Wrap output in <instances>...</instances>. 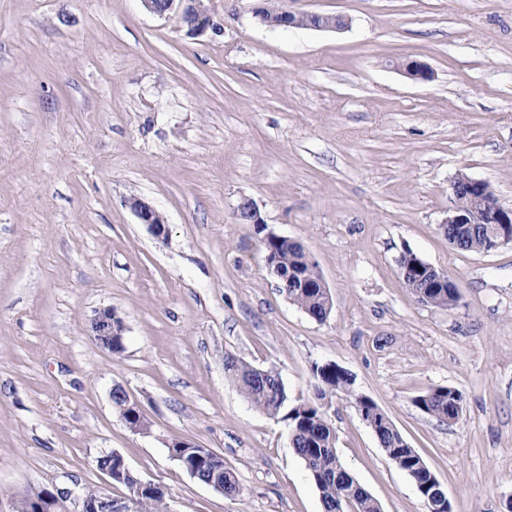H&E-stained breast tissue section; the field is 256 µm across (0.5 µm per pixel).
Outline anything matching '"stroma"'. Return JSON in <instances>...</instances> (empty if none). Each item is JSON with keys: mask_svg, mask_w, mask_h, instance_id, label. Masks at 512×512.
Returning <instances> with one entry per match:
<instances>
[{"mask_svg": "<svg viewBox=\"0 0 512 512\" xmlns=\"http://www.w3.org/2000/svg\"><path fill=\"white\" fill-rule=\"evenodd\" d=\"M255 2L205 0L219 30L193 36L140 0H0V495L102 488L95 459L115 451L174 512H323L285 422L226 378L231 354L293 403L313 364L346 368L453 512H507L512 245L457 250L440 223L461 172L512 207V0H286L348 19L336 32L262 26ZM245 199L315 262L325 322L279 292ZM407 250L448 272L456 307L415 298ZM102 307L125 323L121 354L89 332ZM117 386L144 431L116 414ZM438 386L463 394L458 422L414 406ZM330 415L383 512H426L354 404ZM176 440L221 455L241 496L192 478ZM126 204L134 212L140 224H145L150 233L159 240L166 239L167 222L164 216L150 203L140 197H130Z\"/></svg>", "mask_w": 512, "mask_h": 512, "instance_id": "35a3bbf8", "label": "stroma"}]
</instances>
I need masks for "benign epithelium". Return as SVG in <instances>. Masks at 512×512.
<instances>
[{"instance_id":"benign-epithelium-1","label":"benign epithelium","mask_w":512,"mask_h":512,"mask_svg":"<svg viewBox=\"0 0 512 512\" xmlns=\"http://www.w3.org/2000/svg\"><path fill=\"white\" fill-rule=\"evenodd\" d=\"M144 8L151 14L161 18H167L174 14L188 27L192 35H200L207 30L217 31L209 13L200 6V0H141ZM254 17L270 28L296 27L300 18L307 16L317 19V22L305 25L307 29L318 31H337L349 26V21L341 16L309 13L304 15L290 9H285L276 17H269L259 10L253 9ZM400 70L414 79H428L431 71L427 65L416 60H403L398 64ZM464 194L471 205L467 208H459L451 204L448 215L440 224L443 232H448L450 224H496L498 230L492 236L491 249L496 251L501 247L512 244V232H507L504 226L512 225V208H506L497 203V196L483 181L473 179L462 173L458 174L449 185L450 200ZM126 204L136 215L139 223L144 224L150 233L158 240L167 237V222L164 216L150 203L140 197H130ZM120 317L110 307L100 308L95 311L90 319L92 335L96 336L97 343L106 350H112V337L121 336L125 331V325L118 323ZM64 493H53L43 490L42 497L30 502L29 512H61ZM78 505L77 512H132L128 509L134 499L133 493L117 497L106 490L99 492L95 498H88L81 493L73 495Z\"/></svg>"}]
</instances>
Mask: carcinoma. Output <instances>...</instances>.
Returning a JSON list of instances; mask_svg holds the SVG:
<instances>
[{
    "mask_svg": "<svg viewBox=\"0 0 512 512\" xmlns=\"http://www.w3.org/2000/svg\"><path fill=\"white\" fill-rule=\"evenodd\" d=\"M488 224H469L460 233L459 249L468 252L488 251ZM267 266L277 278L280 291L317 322L325 321L332 310V298L325 288L317 266L309 262L303 247L286 238L269 237L263 241ZM398 270L406 273V282L419 302L434 307L451 308L459 294L453 282H433L427 262L410 250L397 259ZM228 379L253 407L286 422L290 446L303 461L309 477L319 492L324 512H382L378 500L343 465L336 448V429L330 409L333 398L345 396L356 408L366 407L377 412L376 438L386 455L413 482L417 489L433 490L436 476L424 459L410 447L389 416L370 397L356 392L351 374L336 363H316L312 366V396L301 403H289L288 393L279 374L272 369L254 366L236 356L225 359ZM423 413L448 423L456 422L462 412L464 398L457 389L440 386L413 399ZM113 407L130 429L145 426L139 410L127 403L123 389L112 394ZM183 466L193 469L197 480H213L224 485V497L235 499L242 489L236 475L207 448H178ZM112 482L125 487L135 483L137 476L112 457ZM135 512H167L166 495L151 483L135 495Z\"/></svg>",
    "mask_w": 512,
    "mask_h": 512,
    "instance_id": "obj_1",
    "label": "carcinoma"
}]
</instances>
